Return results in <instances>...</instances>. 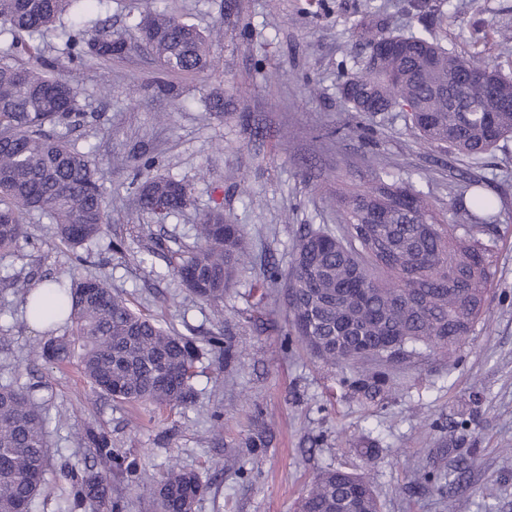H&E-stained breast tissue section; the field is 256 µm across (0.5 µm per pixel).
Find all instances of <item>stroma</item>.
Returning a JSON list of instances; mask_svg holds the SVG:
<instances>
[{"mask_svg":"<svg viewBox=\"0 0 512 512\" xmlns=\"http://www.w3.org/2000/svg\"><path fill=\"white\" fill-rule=\"evenodd\" d=\"M147 10L219 31L213 67L161 70L132 40ZM75 28L128 42L111 64L78 68L82 117L64 132L95 162L112 226L74 248L33 214L27 243L0 252V276L14 278L0 288V382L37 385L49 417L48 493L34 512L63 506V470L88 461L81 436L89 425L108 432L138 474L158 479L174 464L197 472L207 489L194 512H297L327 469L371 471L382 512H447L436 476L460 457L469 464L466 512H512V138L475 162L425 147L406 112L346 111L339 80L368 57L365 28L379 37L427 30L456 54L512 72L500 55L512 0H96L30 43L41 60L56 61ZM217 92L220 112L210 107ZM380 164L429 190L452 222L458 185L479 180L496 201L497 221L485 232L496 257L484 313L453 356L394 361L396 388L367 399L350 388L349 369L288 335L285 288L267 280L264 265L289 270L300 228L336 224L337 186L370 184ZM148 176L181 181L190 205L162 219L141 212ZM213 207L240 224L253 257L219 314L173 273L198 243L200 213ZM74 276L105 279L178 334L204 344L223 334L222 348L205 345L187 405L103 399L77 364H34L44 333L26 314L27 291ZM256 437L261 447H249Z\"/></svg>","mask_w":512,"mask_h":512,"instance_id":"stroma-1","label":"stroma"}]
</instances>
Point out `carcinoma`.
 <instances>
[{
    "instance_id": "obj_1",
    "label": "carcinoma",
    "mask_w": 512,
    "mask_h": 512,
    "mask_svg": "<svg viewBox=\"0 0 512 512\" xmlns=\"http://www.w3.org/2000/svg\"><path fill=\"white\" fill-rule=\"evenodd\" d=\"M92 0H0V27L32 37L77 14ZM159 66L181 74L213 66L212 40L194 25L166 13H146L135 25ZM396 54L374 52L358 71L343 77L342 98L353 112L376 114L413 103L414 128L426 145L451 147L472 160L512 137V75L448 51L433 36L386 37ZM68 61L110 62L123 41L68 36ZM43 68L0 57V252L26 238L33 212L55 225L57 236L80 245L111 224L107 199L90 156L42 128L78 121L79 89ZM472 184L461 187L465 223L450 224L437 213L430 193L391 170L368 187L336 193V230L309 229L295 241L289 272L272 264L267 278L283 280L291 331L313 356L333 365L357 367L390 362L419 348L451 354L466 340L484 309L494 273L493 253L481 234L496 220L495 202ZM168 203L166 214L190 203L186 187L164 177L141 184L139 207L148 214ZM200 243L174 268L199 299L218 308L247 262L240 225L219 208L199 218ZM29 317L53 327L66 317L72 336H49L39 357L62 364L79 354L92 391L125 403L177 408L186 404L198 376L199 348L133 310L122 294L98 277H81L55 292L29 299ZM36 386L0 383V512H32L48 466V423L34 395ZM83 442L96 466L64 472L74 506L102 512L112 500V471L130 477L112 450L110 436L85 429ZM451 510L466 498L463 473L440 475ZM152 512H187L205 492L198 473L171 466L159 481L138 478ZM298 512H381L366 474L339 469L320 472L301 498Z\"/></svg>"
}]
</instances>
